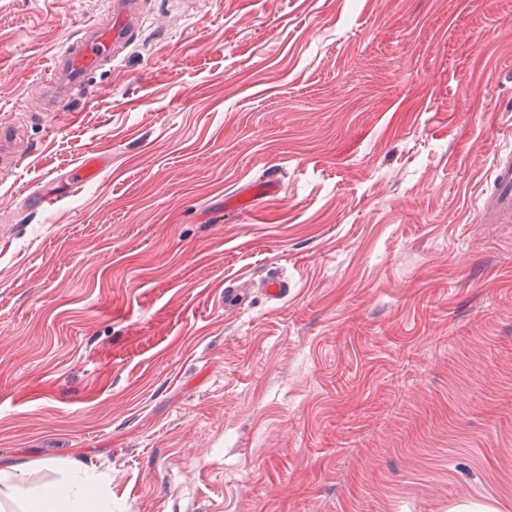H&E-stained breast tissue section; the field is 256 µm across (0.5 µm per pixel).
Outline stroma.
Returning a JSON list of instances; mask_svg holds the SVG:
<instances>
[{
  "label": "stroma",
  "instance_id": "1",
  "mask_svg": "<svg viewBox=\"0 0 512 512\" xmlns=\"http://www.w3.org/2000/svg\"><path fill=\"white\" fill-rule=\"evenodd\" d=\"M146 2L64 121L108 0H0V468L112 512H512V0ZM103 20L90 24L87 32L67 43L54 57L49 87L61 101L57 112L65 110L66 98L74 90L86 89L90 75L100 61L129 43L140 22L138 1L113 0ZM99 171V159L95 155L90 154L75 168L70 179L57 183L53 190H41L37 188L31 194L30 200L37 210L52 207L61 201L59 197L67 192V189L71 184L75 190L79 184L88 183L95 179L99 174ZM492 204L499 213L512 215V161L500 163L493 175ZM279 188V184L271 179H264L251 184L246 189V199L238 200V195L231 201H234L235 207L243 210L253 203L272 195Z\"/></svg>",
  "mask_w": 512,
  "mask_h": 512
}]
</instances>
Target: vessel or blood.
<instances>
[{
	"mask_svg": "<svg viewBox=\"0 0 512 512\" xmlns=\"http://www.w3.org/2000/svg\"><path fill=\"white\" fill-rule=\"evenodd\" d=\"M140 22L137 0H111L103 20L90 24L85 34L67 43L53 60L50 87L58 100H65L72 91L87 88L90 75L100 61L129 43ZM100 171V161L88 155L76 167L69 181L57 183L51 190H35L30 200L36 209L56 205L69 186L87 183ZM492 204L498 212L512 215V161L500 163L493 175ZM279 188L277 182L264 179L251 184L245 199L236 201L238 209H246Z\"/></svg>",
	"mask_w": 512,
	"mask_h": 512,
	"instance_id": "vessel-or-blood-1",
	"label": "vessel or blood"
}]
</instances>
